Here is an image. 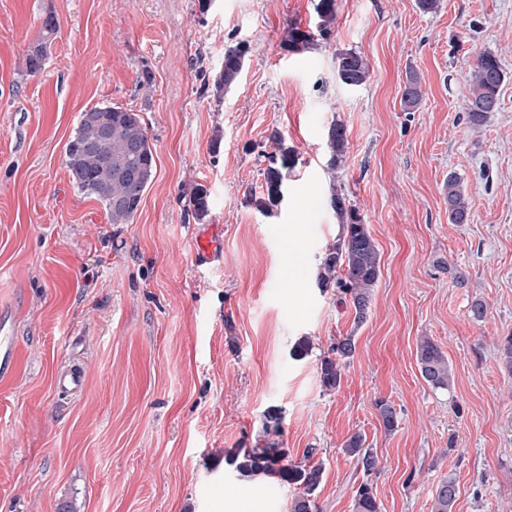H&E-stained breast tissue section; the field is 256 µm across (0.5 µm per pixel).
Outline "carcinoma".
<instances>
[{
    "label": "carcinoma",
    "instance_id": "cac0c4a2",
    "mask_svg": "<svg viewBox=\"0 0 512 512\" xmlns=\"http://www.w3.org/2000/svg\"><path fill=\"white\" fill-rule=\"evenodd\" d=\"M316 31H305L290 26L285 32L283 46L290 51H302L315 45L317 38L330 35L336 20V0H317ZM57 32L55 21H43L41 41L27 51L25 68L29 73L38 72ZM245 62V50L240 46L224 52V63L205 79L211 85L213 96L220 98L238 79ZM336 62L341 67L342 83L351 88L364 85L370 69L366 59L354 50L340 51ZM505 75L499 60L491 53L478 55L470 71L468 94L463 112L466 123L479 127L490 113L498 110L500 89ZM423 93L418 77L411 73L402 93V104L415 108ZM279 157L272 160L265 172V190L262 197L254 200L263 210L280 201L286 171L294 165V150L275 137ZM347 135L343 124L332 122L326 131L328 168L332 171L342 166L347 152ZM65 164L77 188L102 203L112 224H129L138 212L144 193L155 178V160L149 141L147 126L138 112L116 104L98 105L81 113L75 134L65 147ZM448 204V221L463 224L469 216V201L455 174H448L445 185ZM329 205L336 213L342 227L340 238L330 245L320 265L318 283L322 288L330 286L348 297L355 310V321L364 322L369 313L373 288L379 278L380 258L367 225L360 223L346 197L331 188ZM188 210L197 221L209 215L208 191L201 185L189 194ZM352 336L337 338L331 352L335 357H325L320 365V382L327 390L339 388L343 363L355 352ZM420 372L424 380L435 389L447 390L451 386L452 370L440 347L431 338L421 340L417 348ZM386 430L398 426L395 408L384 400L377 403ZM345 452L357 459L365 473L377 467V460L365 447L364 436L355 433L344 442ZM224 463L242 476L272 475L289 485L301 489L292 503V512H313L314 498L322 474V468L284 463V453L276 443L262 448L233 449L224 453ZM457 497L456 480L448 477L439 482L435 490L432 512H452ZM355 512H379V505L367 483L359 485L354 495Z\"/></svg>",
    "mask_w": 512,
    "mask_h": 512
}]
</instances>
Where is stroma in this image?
<instances>
[{"label": "stroma", "mask_w": 512, "mask_h": 512, "mask_svg": "<svg viewBox=\"0 0 512 512\" xmlns=\"http://www.w3.org/2000/svg\"><path fill=\"white\" fill-rule=\"evenodd\" d=\"M314 3L0 0V323L19 351L0 377V512H291L296 486L240 480L224 464L226 451L268 442L321 466L317 512H354L364 481L379 512H432L449 476L453 512H512V370L499 349L512 336V0H441L434 13L418 0H336L328 39L287 50L288 27H315ZM48 17L55 39L27 74ZM237 44L248 49L237 82L219 99L203 92L198 68H220ZM347 49L370 67L356 89L336 76ZM483 52L507 78L499 110L474 129L463 105ZM411 72L425 95L407 110ZM103 103L140 112L155 151L129 224L110 223L65 166L82 112ZM334 121L348 151L332 171ZM275 132L298 162L262 212L251 199ZM452 172L464 224L448 220ZM198 184L203 224L186 212ZM334 189L380 255L360 325L317 280L341 233ZM208 223L218 255L201 264ZM291 245L303 271L293 289ZM347 335L356 351L325 391L321 361ZM425 337L448 358L450 389L420 375ZM303 338L309 353L294 359ZM65 363L84 371L79 393L55 383ZM381 399L399 413L394 430ZM356 432L372 474L342 448ZM347 135L343 124L332 122L326 131L328 168L332 171L340 168L347 152ZM445 199L448 204V220L453 224H464L469 216V201L461 187L460 178L450 173L445 185ZM456 497V480L450 476L441 480L435 490L432 512H452Z\"/></svg>", "instance_id": "35a3bbf8"}]
</instances>
